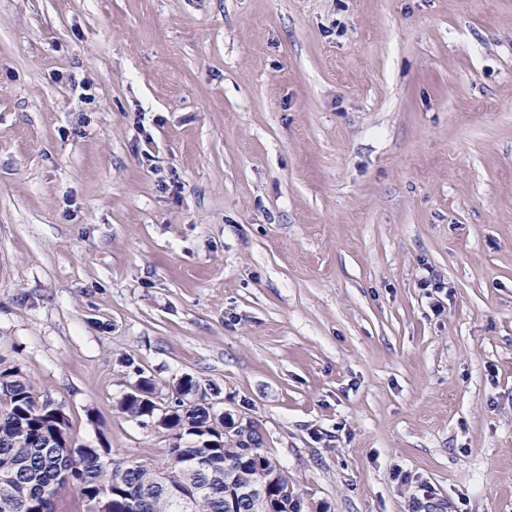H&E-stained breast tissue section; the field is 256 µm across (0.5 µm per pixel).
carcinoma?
<instances>
[{
  "label": "carcinoma",
  "instance_id": "obj_1",
  "mask_svg": "<svg viewBox=\"0 0 512 512\" xmlns=\"http://www.w3.org/2000/svg\"><path fill=\"white\" fill-rule=\"evenodd\" d=\"M119 409L144 421L156 410V383L142 376ZM175 393L178 402L159 420L169 448L162 464L117 460L111 449L73 445L61 407L38 394L17 366L0 370V507L8 512H58L61 491L70 489L82 512H224V499L238 498L237 512H304L300 496L280 495L288 475L261 448L224 443L213 430L216 417L207 389L191 376ZM277 475L268 484L263 474Z\"/></svg>",
  "mask_w": 512,
  "mask_h": 512
}]
</instances>
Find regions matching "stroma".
Instances as JSON below:
<instances>
[{
	"instance_id": "obj_1",
	"label": "stroma",
	"mask_w": 512,
	"mask_h": 512,
	"mask_svg": "<svg viewBox=\"0 0 512 512\" xmlns=\"http://www.w3.org/2000/svg\"><path fill=\"white\" fill-rule=\"evenodd\" d=\"M11 366L115 458L189 375L314 512H512V0H0ZM136 381L138 389L127 392L119 403V409L129 418L144 422L152 418L156 410L157 386L153 379L141 376Z\"/></svg>"
}]
</instances>
